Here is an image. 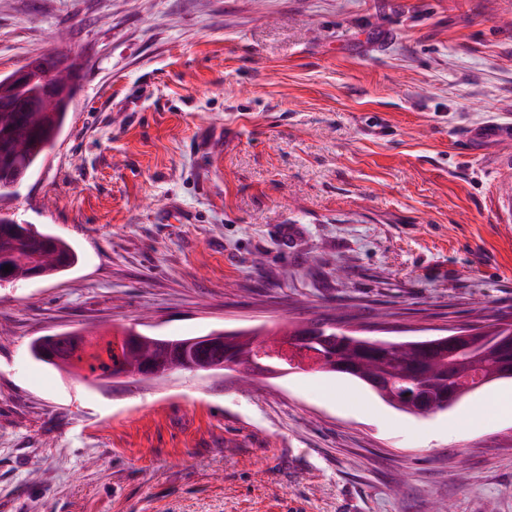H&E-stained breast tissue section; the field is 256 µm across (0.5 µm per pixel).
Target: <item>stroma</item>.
I'll return each instance as SVG.
<instances>
[{
	"instance_id": "obj_1",
	"label": "stroma",
	"mask_w": 512,
	"mask_h": 512,
	"mask_svg": "<svg viewBox=\"0 0 512 512\" xmlns=\"http://www.w3.org/2000/svg\"><path fill=\"white\" fill-rule=\"evenodd\" d=\"M61 52L68 122L0 210L79 262L0 287V512H512V418L470 428L479 391L427 417L314 370L105 392L30 352L512 321V142L463 141L512 123V0H0V75ZM97 336H87L85 330L78 332L67 331L60 333V337L70 340L74 351L79 352L90 349H105L108 342H112L121 352L128 350L144 340L146 336L127 328H113L112 331L95 329Z\"/></svg>"
}]
</instances>
